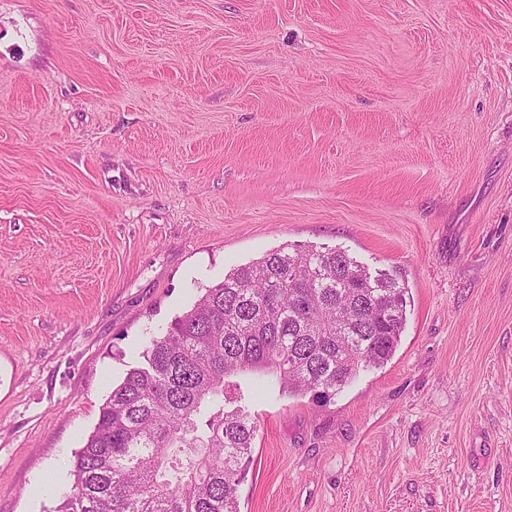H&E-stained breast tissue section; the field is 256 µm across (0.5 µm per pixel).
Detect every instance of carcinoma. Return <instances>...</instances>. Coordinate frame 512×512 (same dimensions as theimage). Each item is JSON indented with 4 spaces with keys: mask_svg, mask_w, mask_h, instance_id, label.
Returning <instances> with one entry per match:
<instances>
[{
    "mask_svg": "<svg viewBox=\"0 0 512 512\" xmlns=\"http://www.w3.org/2000/svg\"><path fill=\"white\" fill-rule=\"evenodd\" d=\"M407 294L341 247L286 244L231 269L112 389L58 512H239L256 384L333 398L394 356Z\"/></svg>",
    "mask_w": 512,
    "mask_h": 512,
    "instance_id": "1",
    "label": "carcinoma"
}]
</instances>
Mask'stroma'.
Instances as JSON below:
<instances>
[{"mask_svg":"<svg viewBox=\"0 0 512 512\" xmlns=\"http://www.w3.org/2000/svg\"><path fill=\"white\" fill-rule=\"evenodd\" d=\"M284 244L400 268L407 323L249 401L240 512H512V0H0V512Z\"/></svg>","mask_w":512,"mask_h":512,"instance_id":"stroma-1","label":"stroma"}]
</instances>
